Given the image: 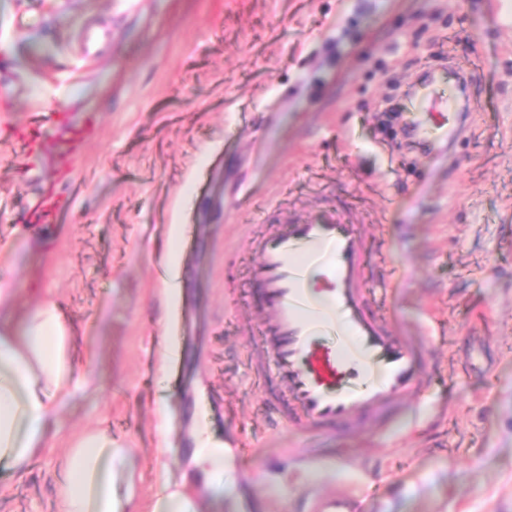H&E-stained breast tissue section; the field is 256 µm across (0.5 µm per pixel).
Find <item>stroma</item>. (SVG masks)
Instances as JSON below:
<instances>
[{
  "label": "stroma",
  "instance_id": "stroma-1",
  "mask_svg": "<svg viewBox=\"0 0 512 512\" xmlns=\"http://www.w3.org/2000/svg\"><path fill=\"white\" fill-rule=\"evenodd\" d=\"M425 74L466 96L464 131L408 148L384 111ZM5 91L0 130L61 103L100 132L57 178L0 137V314L54 300L86 369L48 448L0 472V512H59L69 442L96 428L151 512L163 487L200 490L203 421L232 512H305L330 489L359 490V512H512V0H0ZM48 183L63 207L45 225ZM327 202L370 229L400 328L439 367L374 429L309 438L251 368L239 248L279 205Z\"/></svg>",
  "mask_w": 512,
  "mask_h": 512
}]
</instances>
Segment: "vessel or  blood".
<instances>
[{
    "instance_id": "vessel-or-blood-1",
    "label": "vessel or blood",
    "mask_w": 512,
    "mask_h": 512,
    "mask_svg": "<svg viewBox=\"0 0 512 512\" xmlns=\"http://www.w3.org/2000/svg\"><path fill=\"white\" fill-rule=\"evenodd\" d=\"M429 123H407L417 140L456 133L452 100L434 90L418 95ZM96 120L73 124L53 111L48 125L19 126L17 136L34 161L50 159L71 170L76 148L93 136ZM247 286L259 312L252 349L257 374L288 406L286 423L299 433L361 429L429 385L428 353L396 327L378 304L374 252L362 225L327 204L307 216L269 225L246 241ZM350 492L313 493L306 512H355Z\"/></svg>"
}]
</instances>
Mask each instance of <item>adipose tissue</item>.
<instances>
[{
    "label": "adipose tissue",
    "instance_id": "ef3b65f1",
    "mask_svg": "<svg viewBox=\"0 0 512 512\" xmlns=\"http://www.w3.org/2000/svg\"><path fill=\"white\" fill-rule=\"evenodd\" d=\"M73 338L56 303L48 301L22 321L0 317V466L26 472L46 448L58 408L73 398L80 380L69 359ZM195 461L202 493L215 512L224 506V444L198 429ZM59 486L62 512H138L131 495L120 494L115 478L132 460L104 430L76 439L63 463Z\"/></svg>",
    "mask_w": 512,
    "mask_h": 512
}]
</instances>
